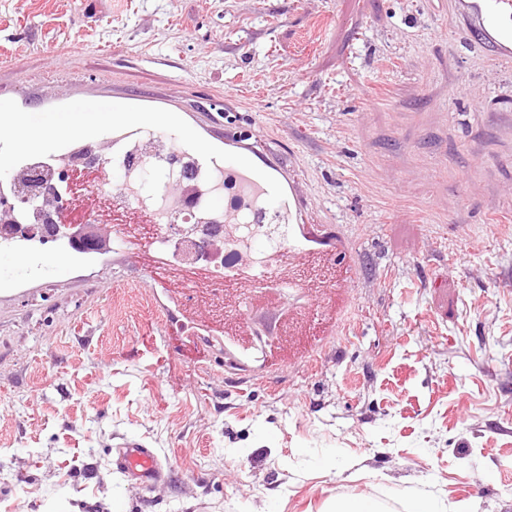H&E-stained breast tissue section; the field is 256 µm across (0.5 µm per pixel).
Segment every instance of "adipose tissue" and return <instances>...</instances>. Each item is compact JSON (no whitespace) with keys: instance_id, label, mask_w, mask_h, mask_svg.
Segmentation results:
<instances>
[{"instance_id":"1","label":"adipose tissue","mask_w":512,"mask_h":512,"mask_svg":"<svg viewBox=\"0 0 512 512\" xmlns=\"http://www.w3.org/2000/svg\"><path fill=\"white\" fill-rule=\"evenodd\" d=\"M130 114L112 115L104 112H64L42 125H30L26 118H14L0 122V129L6 130L19 146L45 150L59 140L77 139L91 131L107 129L113 123H130Z\"/></svg>"}]
</instances>
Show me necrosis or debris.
<instances>
[{
	"mask_svg": "<svg viewBox=\"0 0 512 512\" xmlns=\"http://www.w3.org/2000/svg\"><path fill=\"white\" fill-rule=\"evenodd\" d=\"M110 164L119 173L115 181L91 185L113 217L112 245L123 248L127 242L126 216L136 210L149 227V243L170 275L179 277L194 264L202 265L210 275L208 285L219 289L236 281L243 267L259 273L263 287H287L283 277L274 275L272 256L287 257L288 245L274 243L265 250L251 247L260 225L252 218L259 208L254 196L237 191L216 160H201L183 154L180 163L168 164L171 149L150 128L126 126L121 134L110 136ZM93 145L72 142L69 148L53 156L51 162L27 168L26 175L36 185L33 205L16 206L12 221L0 224V245L43 243L40 235L25 234V226L42 221L41 207L49 176L67 170L72 180L60 185L67 196L82 191L78 176L96 173ZM163 167L164 182L153 193H145L148 175Z\"/></svg>",
	"mask_w": 512,
	"mask_h": 512,
	"instance_id": "necrosis-or-debris-1",
	"label": "necrosis or debris"
}]
</instances>
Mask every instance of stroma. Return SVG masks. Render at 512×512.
<instances>
[{"instance_id": "35a3bbf8", "label": "stroma", "mask_w": 512, "mask_h": 512, "mask_svg": "<svg viewBox=\"0 0 512 512\" xmlns=\"http://www.w3.org/2000/svg\"><path fill=\"white\" fill-rule=\"evenodd\" d=\"M68 101L246 134L357 262L243 282L273 362L138 242L0 293V512H512V68L448 0H0V114ZM119 448V466L128 478L140 485H153L162 480V463L143 442L134 438L125 439ZM377 500L372 496H346L340 499H337L336 505L333 510L326 511H336V512H379L377 507Z\"/></svg>"}]
</instances>
